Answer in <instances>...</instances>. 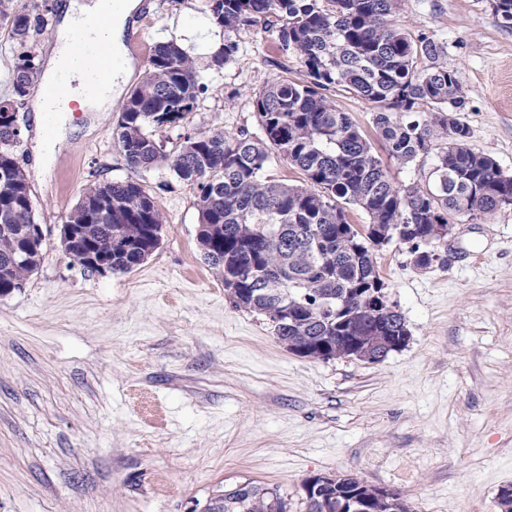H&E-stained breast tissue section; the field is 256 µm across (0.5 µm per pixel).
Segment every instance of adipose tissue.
<instances>
[{
    "label": "adipose tissue",
    "mask_w": 512,
    "mask_h": 512,
    "mask_svg": "<svg viewBox=\"0 0 512 512\" xmlns=\"http://www.w3.org/2000/svg\"><path fill=\"white\" fill-rule=\"evenodd\" d=\"M139 6L140 0H120L116 5L112 4L111 0H65L61 7L59 28L65 31L81 26L91 17H107L106 28L97 32L96 37L105 43L111 54L119 56L124 52L123 35L126 24ZM132 74V65H125L112 75L101 90L93 94L82 87H61L57 109L61 112L67 111L69 103L74 102L86 112L108 111L113 102L122 95Z\"/></svg>",
    "instance_id": "obj_1"
}]
</instances>
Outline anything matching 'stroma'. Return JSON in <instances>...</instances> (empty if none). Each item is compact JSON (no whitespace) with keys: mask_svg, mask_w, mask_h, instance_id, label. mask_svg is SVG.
Segmentation results:
<instances>
[{"mask_svg":"<svg viewBox=\"0 0 512 512\" xmlns=\"http://www.w3.org/2000/svg\"><path fill=\"white\" fill-rule=\"evenodd\" d=\"M178 14L193 28L202 0H141L136 78ZM395 24L447 42L468 145L512 176V28L489 0H405ZM235 38L236 62L210 74L170 142L259 134L253 91L302 79L266 30ZM41 92L18 108L45 258L0 297V512H206L246 481L305 512L313 475L358 478L413 512H499L512 485V205L455 222L427 268L400 241L375 247L409 331L384 362L304 358L234 307L199 249L194 193L167 171L140 176L166 217L141 265L99 274L70 260L60 228L85 186L131 171L112 138L118 109H77L39 135Z\"/></svg>","mask_w":512,"mask_h":512,"instance_id":"stroma-1","label":"stroma"}]
</instances>
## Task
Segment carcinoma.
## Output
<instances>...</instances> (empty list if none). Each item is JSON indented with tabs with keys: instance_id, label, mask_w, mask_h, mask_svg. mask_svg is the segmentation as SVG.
Here are the masks:
<instances>
[{
	"instance_id": "cac0c4a2",
	"label": "carcinoma",
	"mask_w": 512,
	"mask_h": 512,
	"mask_svg": "<svg viewBox=\"0 0 512 512\" xmlns=\"http://www.w3.org/2000/svg\"><path fill=\"white\" fill-rule=\"evenodd\" d=\"M403 3L204 0L203 11L224 33L210 65L234 62L238 44L231 34L261 25L279 54L301 64L304 78H278L253 93L262 136L210 129L181 136L168 151L159 133L197 108L207 83L193 56L174 42L161 43L112 129L131 170L166 169L193 189L207 263L222 273L234 305L267 318L284 345L323 344L337 359L379 355L381 337L408 332L400 314H371L367 289L384 288L372 246L398 237L410 245L416 266L429 267L436 257L424 244L447 237L452 219L475 220L512 204V176L468 147L469 129L454 116L465 99L457 71L441 62L448 44L396 27ZM491 7L512 27V0H491ZM0 19L21 47L42 27L27 0H0ZM38 79L34 56L22 52L13 97L0 100V297L23 288L44 256L33 252L25 265L13 259L35 217L12 123ZM336 87L374 105V126L391 156L412 163L435 154L433 183L396 187L357 124L326 96ZM278 159L299 169L306 184L268 178ZM349 204L367 213L368 233L348 222ZM68 221L85 225L104 248L111 234H120L128 248L112 249V269L121 273L152 254L166 223L154 198L129 177L86 185ZM349 493L366 501V512H410L354 477L306 497V512H343ZM207 512L288 510L277 492L244 482L215 497Z\"/></svg>"
}]
</instances>
